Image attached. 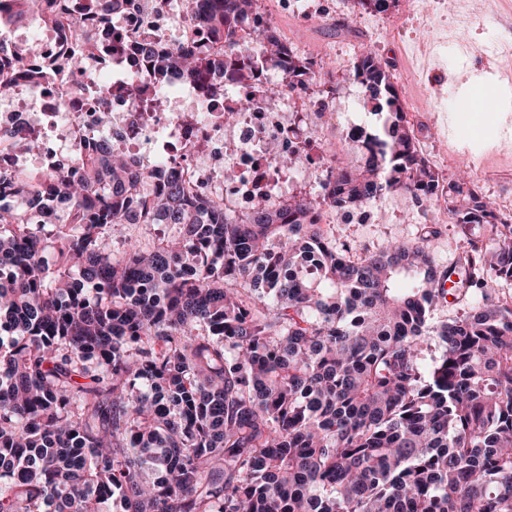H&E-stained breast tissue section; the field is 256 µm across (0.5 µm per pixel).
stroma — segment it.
Segmentation results:
<instances>
[{
  "mask_svg": "<svg viewBox=\"0 0 512 512\" xmlns=\"http://www.w3.org/2000/svg\"><path fill=\"white\" fill-rule=\"evenodd\" d=\"M420 0L421 13L398 0L389 11L366 13L351 0H308L310 8L293 12L288 0H263L264 11L281 38L321 67L322 79L335 89L325 100L328 111H340L355 85L343 81L362 46L369 45L391 64L395 83L420 133L421 149L446 155L457 164H483L499 170L503 188L512 190V69L498 66L504 49L512 50V0ZM481 80L491 90L484 98L495 109L490 132L473 136L459 128L450 105L468 100L466 85ZM383 219L368 224L328 225L337 246L375 249L386 240L418 237L423 227L436 228L435 262L453 264L468 240L484 238L482 225L460 227L436 221L433 205L417 207L405 193L379 203Z\"/></svg>",
  "mask_w": 512,
  "mask_h": 512,
  "instance_id": "obj_1",
  "label": "stroma"
}]
</instances>
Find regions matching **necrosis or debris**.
Segmentation results:
<instances>
[{
	"label": "necrosis or debris",
	"instance_id": "necrosis-or-debris-1",
	"mask_svg": "<svg viewBox=\"0 0 512 512\" xmlns=\"http://www.w3.org/2000/svg\"><path fill=\"white\" fill-rule=\"evenodd\" d=\"M11 5L0 0V45L9 49L5 61L21 58L25 72L11 100L0 102V134L7 136L0 145L1 175L22 167L75 174L80 159L104 142L129 156L136 170L149 158H165L155 187L176 172L235 216L250 214L259 199L279 211L297 187L326 181L331 150L317 83L271 67L245 86L213 75L201 84L138 64L140 44L163 53L185 47L222 53L223 43L207 39L205 23L182 12L177 0H59L63 18L85 14L86 32L99 46L81 71L70 65L67 25H48L37 15L17 23ZM272 82L282 85L274 97L266 92ZM103 112L112 115L106 128L99 122ZM19 139L40 141L39 152L15 151ZM273 140L300 154L303 165L278 168L265 149ZM228 169L236 175L230 183L224 180Z\"/></svg>",
	"mask_w": 512,
	"mask_h": 512
}]
</instances>
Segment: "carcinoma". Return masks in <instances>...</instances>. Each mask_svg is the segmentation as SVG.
I'll return each instance as SVG.
<instances>
[{
	"mask_svg": "<svg viewBox=\"0 0 512 512\" xmlns=\"http://www.w3.org/2000/svg\"><path fill=\"white\" fill-rule=\"evenodd\" d=\"M14 3L55 15L54 0ZM257 10L209 0L216 58L138 53L188 80L279 67L318 81L261 28L260 54L235 42ZM344 80L384 117L363 165L275 214L259 200L226 216L174 175L155 192L153 170L138 182L104 146L81 177L0 178V512H512V301L489 288L512 281V223L468 172L426 163L375 50ZM444 183L449 223L489 239L446 269L432 229L353 254L314 221L324 206L376 215L395 192L422 204ZM54 197L70 210L43 224ZM132 224L161 238L141 245ZM448 294L456 315L431 320Z\"/></svg>",
	"mask_w": 512,
	"mask_h": 512,
	"instance_id": "cac0c4a2",
	"label": "carcinoma"
}]
</instances>
